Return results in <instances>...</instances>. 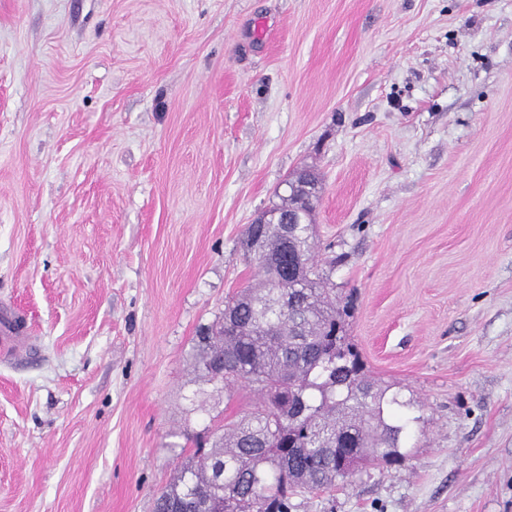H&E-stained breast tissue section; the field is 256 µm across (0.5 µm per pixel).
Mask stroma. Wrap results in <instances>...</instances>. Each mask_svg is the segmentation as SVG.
<instances>
[{"label":"stroma","mask_w":512,"mask_h":512,"mask_svg":"<svg viewBox=\"0 0 512 512\" xmlns=\"http://www.w3.org/2000/svg\"><path fill=\"white\" fill-rule=\"evenodd\" d=\"M311 168L405 459L295 512H512V0H0V512H152L248 387L194 339ZM1 332H2V336H0V352L1 353L13 354L22 346L23 338H22V336H17L14 318L8 312L2 313Z\"/></svg>","instance_id":"35a3bbf8"}]
</instances>
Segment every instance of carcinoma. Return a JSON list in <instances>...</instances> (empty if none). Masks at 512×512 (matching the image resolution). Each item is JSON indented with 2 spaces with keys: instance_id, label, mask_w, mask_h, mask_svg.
<instances>
[{
  "instance_id": "cac0c4a2",
  "label": "carcinoma",
  "mask_w": 512,
  "mask_h": 512,
  "mask_svg": "<svg viewBox=\"0 0 512 512\" xmlns=\"http://www.w3.org/2000/svg\"><path fill=\"white\" fill-rule=\"evenodd\" d=\"M246 237L263 253V278L225 304L231 325L220 316L199 331L195 360L208 382H243L259 401L196 442L154 512H292L299 493L331 491L378 460L399 463L418 421L366 374L315 262L314 231L302 246L279 224H251ZM297 252L305 273L288 284L281 265Z\"/></svg>"
}]
</instances>
